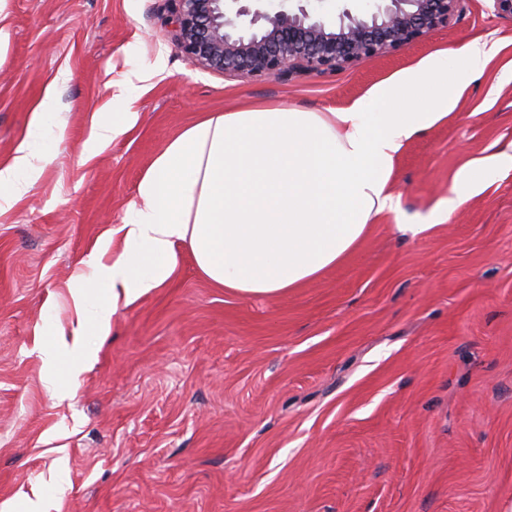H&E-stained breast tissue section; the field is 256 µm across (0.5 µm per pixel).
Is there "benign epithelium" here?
<instances>
[{
	"label": "benign epithelium",
	"instance_id": "1",
	"mask_svg": "<svg viewBox=\"0 0 512 512\" xmlns=\"http://www.w3.org/2000/svg\"><path fill=\"white\" fill-rule=\"evenodd\" d=\"M464 0H371L357 13L313 20L306 8L269 12L242 0H173L177 46L193 65L263 79L294 69L326 74L388 56L448 26Z\"/></svg>",
	"mask_w": 512,
	"mask_h": 512
}]
</instances>
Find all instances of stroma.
Segmentation results:
<instances>
[{
    "label": "stroma",
    "mask_w": 512,
    "mask_h": 512,
    "mask_svg": "<svg viewBox=\"0 0 512 512\" xmlns=\"http://www.w3.org/2000/svg\"><path fill=\"white\" fill-rule=\"evenodd\" d=\"M0 162L54 91L59 145L0 215V507L43 512H512V169L444 209L458 173L512 153V18L464 0L447 28L329 74L256 80L177 47L169 0H7ZM483 44L446 122L396 161L408 224L376 218L286 295L175 276L88 335L73 396L39 351L153 159L202 113L343 110L442 51ZM134 127L103 147L94 119Z\"/></svg>",
    "instance_id": "35a3bbf8"
}]
</instances>
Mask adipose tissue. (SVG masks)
<instances>
[{
	"mask_svg": "<svg viewBox=\"0 0 512 512\" xmlns=\"http://www.w3.org/2000/svg\"><path fill=\"white\" fill-rule=\"evenodd\" d=\"M484 49L428 58L377 86L349 108L308 112L277 104L209 112L187 126L143 174L112 261L93 257L73 291L72 339L47 346L45 384L74 390L59 358H86L87 330L109 335L113 318L166 283L189 253L212 285L243 296L277 297L336 266L369 233L376 216L398 210L391 191L406 145L447 120ZM46 92L29 132L0 163V201L22 200L40 175L38 136L56 120ZM512 155L478 162L457 177L455 209L491 181Z\"/></svg>",
	"mask_w": 512,
	"mask_h": 512,
	"instance_id": "1",
	"label": "adipose tissue"
}]
</instances>
